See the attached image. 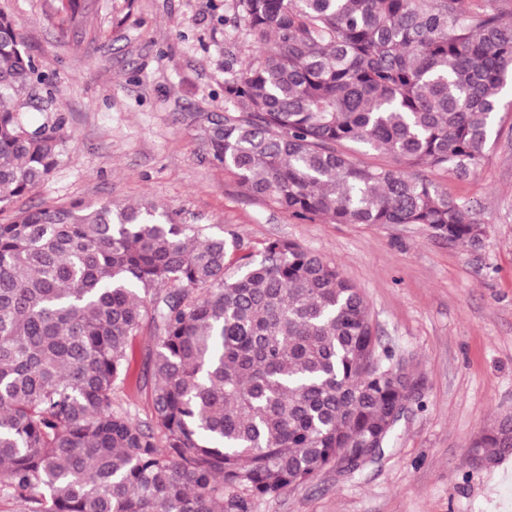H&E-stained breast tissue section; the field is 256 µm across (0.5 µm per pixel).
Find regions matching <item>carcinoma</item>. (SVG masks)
I'll use <instances>...</instances> for the list:
<instances>
[{
  "label": "carcinoma",
  "mask_w": 512,
  "mask_h": 512,
  "mask_svg": "<svg viewBox=\"0 0 512 512\" xmlns=\"http://www.w3.org/2000/svg\"><path fill=\"white\" fill-rule=\"evenodd\" d=\"M95 0H66L73 26ZM502 0H231L256 48L197 112L212 163L297 220L416 224L482 246L465 178L512 87ZM49 86L0 13V496L20 512H249L382 459L414 401L370 306L334 262L285 239L254 252L153 204L13 210L63 162L29 126ZM361 155L387 156L368 163ZM153 344L152 422L115 403L126 353ZM512 457V418L471 444Z\"/></svg>",
  "instance_id": "obj_1"
}]
</instances>
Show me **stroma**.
I'll use <instances>...</instances> for the list:
<instances>
[{"label":"stroma","mask_w":512,"mask_h":512,"mask_svg":"<svg viewBox=\"0 0 512 512\" xmlns=\"http://www.w3.org/2000/svg\"><path fill=\"white\" fill-rule=\"evenodd\" d=\"M0 12L53 82L33 123H60L68 139L62 167L18 207L153 202L255 251L293 241L339 266L366 296L383 344L409 359L420 390L380 461L353 477L323 471L250 512H512V458L486 469L466 456L475 437L512 417L511 111L499 114L475 174L434 177L471 202L486 229L480 248L413 224L302 221L211 164L189 121L223 111L227 53L242 61L255 48L223 23L224 0H98L79 34L61 0H0ZM150 342L147 333L133 341L116 393L143 422L153 412Z\"/></svg>","instance_id":"35a3bbf8"}]
</instances>
